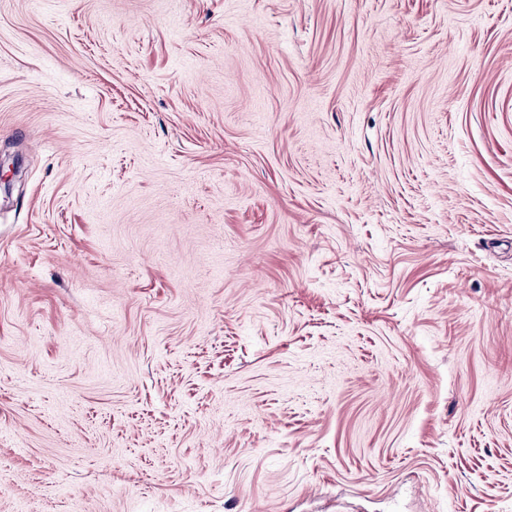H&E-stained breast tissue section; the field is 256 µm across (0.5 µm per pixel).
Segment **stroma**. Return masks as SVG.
<instances>
[{"label": "stroma", "instance_id": "stroma-1", "mask_svg": "<svg viewBox=\"0 0 512 512\" xmlns=\"http://www.w3.org/2000/svg\"><path fill=\"white\" fill-rule=\"evenodd\" d=\"M0 512H512V0H0Z\"/></svg>", "mask_w": 512, "mask_h": 512}]
</instances>
